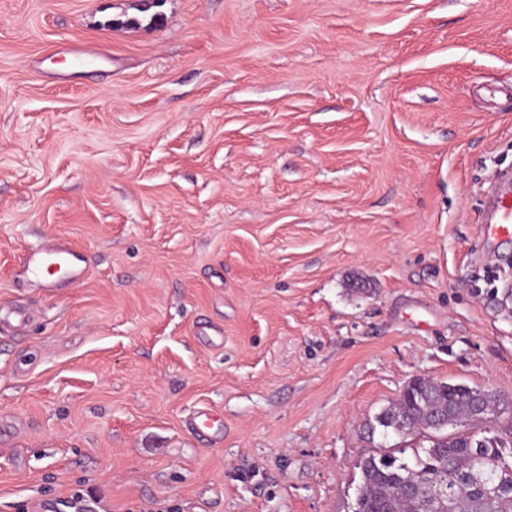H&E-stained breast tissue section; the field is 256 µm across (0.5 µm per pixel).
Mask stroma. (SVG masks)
Instances as JSON below:
<instances>
[{"label": "stroma", "instance_id": "1", "mask_svg": "<svg viewBox=\"0 0 512 512\" xmlns=\"http://www.w3.org/2000/svg\"><path fill=\"white\" fill-rule=\"evenodd\" d=\"M496 170L512 0H0V512H353L418 376L512 433ZM71 255L70 243L62 238H55L40 250L26 254L21 265L23 271L41 275L47 283L46 287L50 288L53 286L50 284V276L55 273L51 271V266L57 263L62 269L69 264Z\"/></svg>", "mask_w": 512, "mask_h": 512}]
</instances>
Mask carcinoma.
I'll return each instance as SVG.
<instances>
[{
  "label": "carcinoma",
  "mask_w": 512,
  "mask_h": 512,
  "mask_svg": "<svg viewBox=\"0 0 512 512\" xmlns=\"http://www.w3.org/2000/svg\"><path fill=\"white\" fill-rule=\"evenodd\" d=\"M500 413L488 390L410 381L376 421L430 445L413 449L411 462L390 453L366 457L354 512H512V437L463 430Z\"/></svg>",
  "instance_id": "carcinoma-1"
}]
</instances>
